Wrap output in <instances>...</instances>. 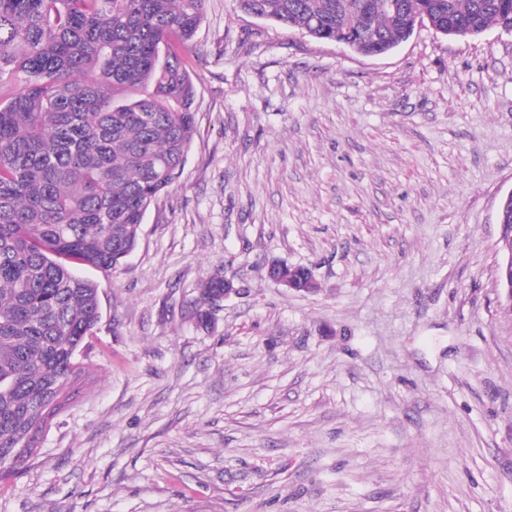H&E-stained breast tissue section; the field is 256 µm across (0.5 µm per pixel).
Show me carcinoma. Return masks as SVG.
Returning a JSON list of instances; mask_svg holds the SVG:
<instances>
[{
  "label": "carcinoma",
  "mask_w": 512,
  "mask_h": 512,
  "mask_svg": "<svg viewBox=\"0 0 512 512\" xmlns=\"http://www.w3.org/2000/svg\"><path fill=\"white\" fill-rule=\"evenodd\" d=\"M207 0H0V479L24 468L84 372L99 286L180 176L196 134L184 44ZM242 11L376 56L428 24L512 34V0H237ZM502 252L512 251V200ZM224 277L206 282L198 321Z\"/></svg>",
  "instance_id": "obj_1"
}]
</instances>
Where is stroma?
<instances>
[{
	"label": "stroma",
	"instance_id": "obj_1",
	"mask_svg": "<svg viewBox=\"0 0 512 512\" xmlns=\"http://www.w3.org/2000/svg\"><path fill=\"white\" fill-rule=\"evenodd\" d=\"M186 55L182 175L77 269L85 371L0 512H512V34L370 57L207 0ZM240 289L235 287L232 280L223 276H215L206 282L200 293L197 302V318L198 321L207 326L211 321V313L209 311V301L224 294L223 300L231 294H237Z\"/></svg>",
	"mask_w": 512,
	"mask_h": 512
}]
</instances>
